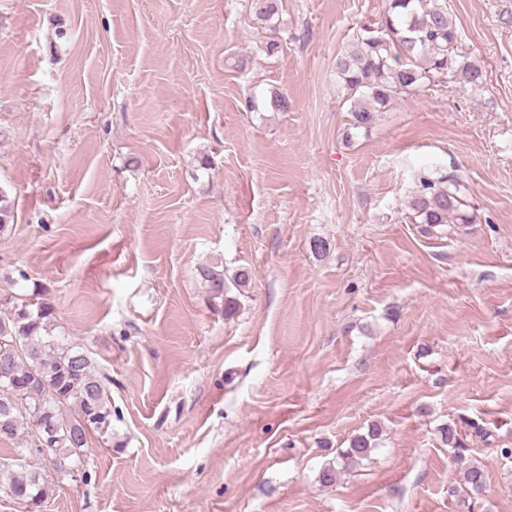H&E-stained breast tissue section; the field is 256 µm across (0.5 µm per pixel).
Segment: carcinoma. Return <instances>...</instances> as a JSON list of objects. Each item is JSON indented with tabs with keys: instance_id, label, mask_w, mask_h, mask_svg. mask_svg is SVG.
I'll list each match as a JSON object with an SVG mask.
<instances>
[{
	"instance_id": "carcinoma-1",
	"label": "carcinoma",
	"mask_w": 512,
	"mask_h": 512,
	"mask_svg": "<svg viewBox=\"0 0 512 512\" xmlns=\"http://www.w3.org/2000/svg\"><path fill=\"white\" fill-rule=\"evenodd\" d=\"M252 7L255 20L270 34L263 52L274 56L281 51L277 0H253ZM336 71L350 102L352 127L364 130L372 126L376 113L404 94L430 85L479 91L486 80L483 66L471 59L448 12V0H385L378 18L336 58ZM468 189L459 169L419 170L407 202L408 222L420 225L425 234L444 224L474 223ZM12 218V200L0 186V234L9 230ZM198 274L226 315L237 305L230 289L244 288L251 280L247 268L237 269L229 282L212 266H200ZM46 295L45 290L31 297L11 295L6 305L0 304V440L19 445L29 460H56L55 473L78 474L88 485V433L96 429L112 435L107 376L94 368L84 350L53 335L55 308ZM382 433L380 424H370L340 454V467L324 468L320 481L335 483L341 470L369 456ZM462 481L481 493L483 466H464ZM51 488L44 468L0 462V493L26 503L29 512H42Z\"/></svg>"
}]
</instances>
